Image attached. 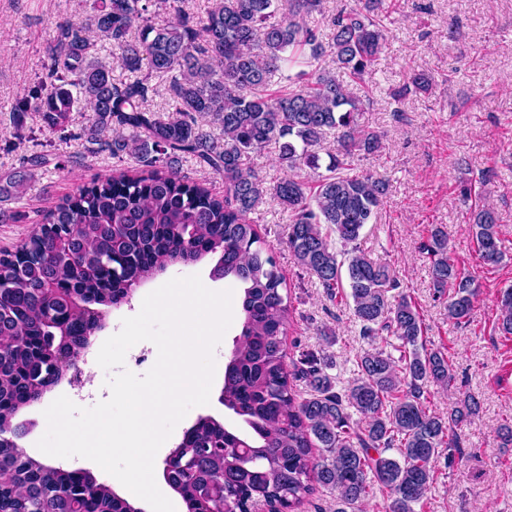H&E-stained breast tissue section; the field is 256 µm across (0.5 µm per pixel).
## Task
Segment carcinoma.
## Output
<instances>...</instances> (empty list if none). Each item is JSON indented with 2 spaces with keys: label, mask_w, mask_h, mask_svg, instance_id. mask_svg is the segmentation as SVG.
Instances as JSON below:
<instances>
[{
  "label": "carcinoma",
  "mask_w": 512,
  "mask_h": 512,
  "mask_svg": "<svg viewBox=\"0 0 512 512\" xmlns=\"http://www.w3.org/2000/svg\"><path fill=\"white\" fill-rule=\"evenodd\" d=\"M172 16L166 26L148 23L150 7ZM322 0H213L204 14L186 12L181 0H91L85 16L56 22L44 70L10 109L20 133L30 112L51 130L67 128L70 114L86 106L91 141L136 172L101 177L46 211L23 243L19 267L0 256V507L5 512H137L89 473L67 471L25 456L13 426L18 412L56 385L85 341L102 328L101 306L118 305L133 288L168 266L216 259L215 279L231 278L243 289L242 322L224 367V407L240 417L245 432L205 418L189 431L183 454L164 462L169 485L187 512H294L315 485L337 492L336 512L387 491L385 512H415L433 481L442 449L452 462L455 428L473 418L479 402L466 397L442 417L428 406V386L453 380L447 353L419 342V311L401 294L392 267L377 263L355 242L388 191V183L351 173L356 154L381 147L380 135L359 128L362 102L349 89L360 82L386 48L382 17L386 0L340 6L328 19V38L307 18ZM138 29L140 34L132 36ZM117 51L119 66L133 74L112 77V66L95 57L96 40ZM329 56L349 81L319 66ZM304 66L287 89L269 92L285 63ZM168 83L172 115L144 107L154 79ZM426 91L423 73L408 87ZM208 114L222 128L215 141L197 122ZM336 132L328 174L313 187L285 178L269 188L246 167L249 156L273 145L289 168H320L321 145ZM183 156L224 178V196L186 180L175 168ZM39 155L19 158L3 190L22 185ZM288 217V248L334 300L350 289L360 334L368 340L358 374L341 391L311 355L297 375L312 388L301 396L290 382L284 337L292 318L285 280L249 215L268 192ZM470 230L481 259L498 265L504 254L490 209L471 211ZM348 247L337 259L331 233ZM423 250L431 259L433 288L448 294V320L467 322L477 295L475 279L448 258V231L430 230ZM498 328L512 335V288L499 298ZM387 331L407 347L398 359L373 346ZM51 347L62 364L49 363ZM361 419H352L349 409ZM325 455L315 459L313 449ZM395 448L391 458L379 449Z\"/></svg>",
  "instance_id": "cac0c4a2"
}]
</instances>
